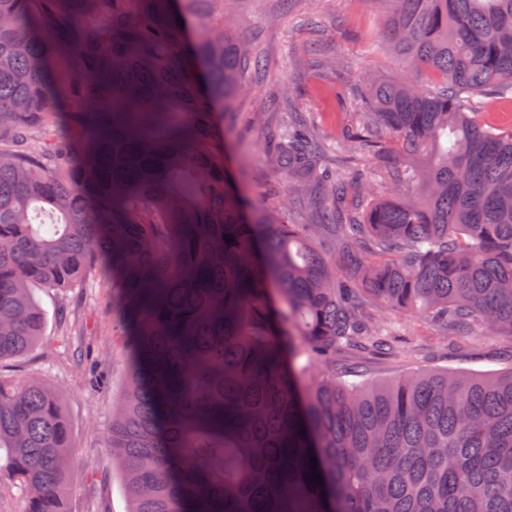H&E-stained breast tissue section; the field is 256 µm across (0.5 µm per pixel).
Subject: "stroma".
<instances>
[{"label":"stroma","mask_w":512,"mask_h":512,"mask_svg":"<svg viewBox=\"0 0 512 512\" xmlns=\"http://www.w3.org/2000/svg\"><path fill=\"white\" fill-rule=\"evenodd\" d=\"M208 9L211 17L222 19L229 37L269 63L266 72L249 76L220 130L224 157L240 191L258 207L270 208L280 203L288 185L269 160L270 138L284 112L305 113L320 138L336 142L357 128L363 109L361 102L340 100V89L360 76L397 73V65L376 49L382 41V6L379 0H209ZM65 302L76 312L78 340L100 358L108 382L106 391L85 390L81 367L56 350V325L47 323L41 345L27 361L44 368L59 389L75 440L78 479L68 509L127 512L120 476L102 446V433L112 419V398L123 387L126 368L97 272H90ZM401 329L406 357H367L370 378L445 367L499 370L503 350L512 345L510 337L480 333L453 346L419 314L406 315Z\"/></svg>","instance_id":"1"}]
</instances>
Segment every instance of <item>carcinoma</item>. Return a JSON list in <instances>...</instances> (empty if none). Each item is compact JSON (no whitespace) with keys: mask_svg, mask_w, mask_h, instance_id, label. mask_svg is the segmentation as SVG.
Listing matches in <instances>:
<instances>
[{"mask_svg":"<svg viewBox=\"0 0 512 512\" xmlns=\"http://www.w3.org/2000/svg\"><path fill=\"white\" fill-rule=\"evenodd\" d=\"M199 2L0 0V510L16 490L20 512H67L59 390L6 368L44 336L38 292L99 269L128 512H512V361L385 381L340 362L396 353L409 313L512 337V129L473 112L512 94V0H383L401 73L360 79L365 133L336 149L391 135L392 185L349 203L358 174L326 170L287 112L273 165L326 201L306 224L254 208L224 165L216 110L263 60L191 29Z\"/></svg>","mask_w":512,"mask_h":512,"instance_id":"cac0c4a2","label":"carcinoma"}]
</instances>
